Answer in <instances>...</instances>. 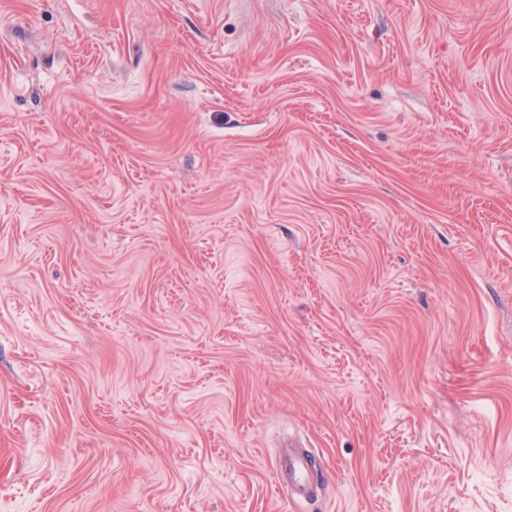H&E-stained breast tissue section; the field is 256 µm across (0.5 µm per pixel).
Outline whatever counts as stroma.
<instances>
[{
	"label": "stroma",
	"mask_w": 512,
	"mask_h": 512,
	"mask_svg": "<svg viewBox=\"0 0 512 512\" xmlns=\"http://www.w3.org/2000/svg\"><path fill=\"white\" fill-rule=\"evenodd\" d=\"M0 512H512V0H0ZM275 478L290 502L312 500L327 485L316 455L292 439L280 450Z\"/></svg>",
	"instance_id": "obj_1"
}]
</instances>
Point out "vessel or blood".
Returning a JSON list of instances; mask_svg holds the SVG:
<instances>
[{"label":"vessel or blood","mask_w":512,"mask_h":512,"mask_svg":"<svg viewBox=\"0 0 512 512\" xmlns=\"http://www.w3.org/2000/svg\"><path fill=\"white\" fill-rule=\"evenodd\" d=\"M275 478L292 502L312 500L317 491L326 484L316 455L294 440L282 446L275 468Z\"/></svg>","instance_id":"obj_1"}]
</instances>
